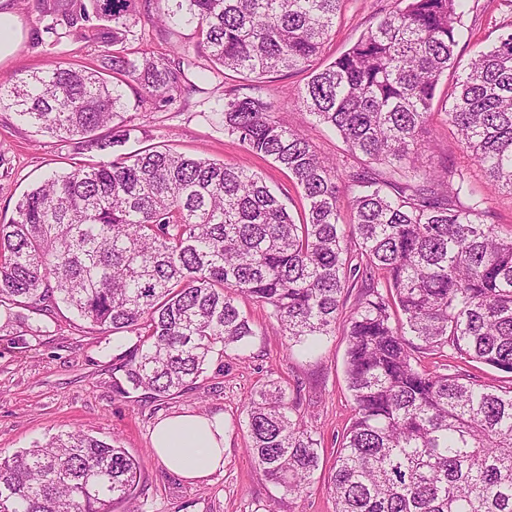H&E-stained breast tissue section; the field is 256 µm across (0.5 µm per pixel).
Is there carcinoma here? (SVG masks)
<instances>
[{
  "label": "carcinoma",
  "instance_id": "carcinoma-1",
  "mask_svg": "<svg viewBox=\"0 0 512 512\" xmlns=\"http://www.w3.org/2000/svg\"><path fill=\"white\" fill-rule=\"evenodd\" d=\"M158 16L195 25L194 55H137L127 42L151 0H52L50 45L94 37L98 68L56 61L0 83V108L112 159L45 178L0 224V307L58 303L137 341L114 363L121 394L166 398L196 384L216 353L256 331L237 306L265 304L299 345L336 334L344 294L345 372L356 406L325 486L336 512H512V386L492 390L451 364L512 374V231L491 222L466 174L423 160L441 80L446 122L492 186L512 194V33L467 65L454 52L466 0H397L332 62H318L345 0H171ZM208 62L250 92L224 94V134L288 172L296 220L247 169L140 142L136 106L195 91ZM307 71L300 105L341 137L349 165L318 153L263 95L274 74ZM112 126V136L96 131ZM350 194V220L340 200ZM248 452L286 495L305 492L318 440L272 382L245 406ZM138 461L82 432L0 458V512H115L136 498Z\"/></svg>",
  "mask_w": 512,
  "mask_h": 512
}]
</instances>
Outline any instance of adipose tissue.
<instances>
[{"instance_id": "obj_1", "label": "adipose tissue", "mask_w": 512, "mask_h": 512, "mask_svg": "<svg viewBox=\"0 0 512 512\" xmlns=\"http://www.w3.org/2000/svg\"><path fill=\"white\" fill-rule=\"evenodd\" d=\"M155 455L190 483L209 480L224 468V418L194 413L159 420L151 434Z\"/></svg>"}]
</instances>
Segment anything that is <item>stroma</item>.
Instances as JSON below:
<instances>
[{"mask_svg": "<svg viewBox=\"0 0 512 512\" xmlns=\"http://www.w3.org/2000/svg\"><path fill=\"white\" fill-rule=\"evenodd\" d=\"M19 16L23 39L15 54L0 62V81L46 70L58 58L96 67L100 55L93 39L62 40L56 46L38 40L44 25L41 0H11ZM395 0H347L322 56L333 61L373 23L380 10H392ZM512 32V0H470L462 18L457 51L469 62L477 51L493 46ZM194 27L178 25L161 31L145 21L129 47L154 56L167 55L173 45L193 49ZM306 73L273 75L264 84L276 115L299 130L322 155L343 157L347 147L335 133L317 125L297 102ZM243 84L238 75L197 84L188 108L172 105L161 112H133L135 124L151 142L198 158L235 164L262 175L275 188L293 217L304 212L305 201L286 171L269 159L248 154L238 141L225 135L220 113L225 88ZM426 149L430 162L446 159L464 168L471 187L489 197L496 223L512 229V194L495 190L483 171L459 143L444 114H435ZM0 222L13 216L17 201L52 172L101 161L97 152L83 150L71 140L37 132L14 112L0 109ZM238 307L256 331L241 350L217 356L191 389L152 399L134 392L115 391L114 357L130 347L134 336L112 334L90 327L59 307L39 313L26 307L11 310L8 326L0 328V454L33 447L52 436L81 431L105 442H117L140 465L134 512H335L327 495V468L342 435L355 415L348 389L345 359L348 338L344 327L325 338L314 355L302 353L287 338L268 328V309L241 297ZM46 325L33 335L36 325ZM278 382L288 397H299L300 414L320 442L324 464L301 497L288 496L268 481L247 451L249 442L243 407L251 392ZM223 414L224 471L209 482L192 484L167 470L150 443L155 423L174 413Z\"/></svg>", "mask_w": 512, "mask_h": 512, "instance_id": "1", "label": "stroma"}]
</instances>
